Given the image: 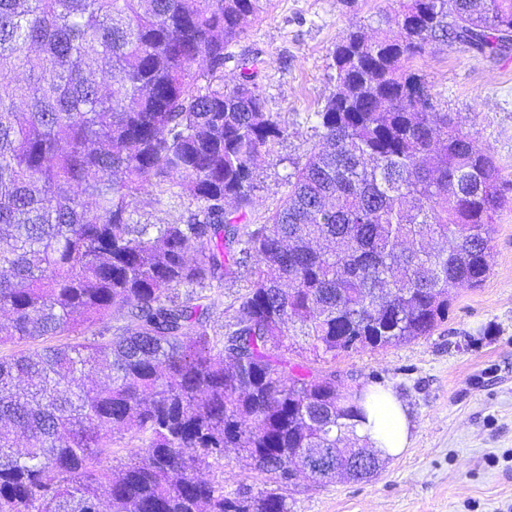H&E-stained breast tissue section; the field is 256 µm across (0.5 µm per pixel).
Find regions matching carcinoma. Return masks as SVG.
<instances>
[{
    "mask_svg": "<svg viewBox=\"0 0 512 512\" xmlns=\"http://www.w3.org/2000/svg\"><path fill=\"white\" fill-rule=\"evenodd\" d=\"M269 2L0 0V512H291L224 491L226 450L278 485L338 424L367 447L361 393L317 364L431 335L489 275L506 181L413 63L511 49L512 0H399L351 32L318 147L245 224L285 130L227 48ZM176 186L186 220L134 221ZM241 268L217 332L203 291Z\"/></svg>",
    "mask_w": 512,
    "mask_h": 512,
    "instance_id": "carcinoma-1",
    "label": "carcinoma"
}]
</instances>
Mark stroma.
Returning <instances> with one entry per match:
<instances>
[{
  "label": "stroma",
  "instance_id": "1",
  "mask_svg": "<svg viewBox=\"0 0 512 512\" xmlns=\"http://www.w3.org/2000/svg\"><path fill=\"white\" fill-rule=\"evenodd\" d=\"M396 0H270L229 54L258 55L257 83L286 129L256 170L263 223L286 192L292 163L315 137L308 113L334 90L332 53L355 28L371 31ZM417 67L440 106L476 116L479 147L512 181V53L491 60L458 44L439 45ZM497 219L490 273L480 287L451 293L447 323L387 348L329 362L342 388L389 386L412 417L411 446L374 478L317 483L297 477L279 492L291 512H512V188ZM194 206L184 196L144 197L136 220L172 222Z\"/></svg>",
  "mask_w": 512,
  "mask_h": 512
}]
</instances>
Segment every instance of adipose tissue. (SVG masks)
Masks as SVG:
<instances>
[{"instance_id":"adipose-tissue-1","label":"adipose tissue","mask_w":512,"mask_h":512,"mask_svg":"<svg viewBox=\"0 0 512 512\" xmlns=\"http://www.w3.org/2000/svg\"><path fill=\"white\" fill-rule=\"evenodd\" d=\"M363 397L364 418L357 426L358 434L380 456H401L410 446L412 427L406 405L389 387H368Z\"/></svg>"}]
</instances>
